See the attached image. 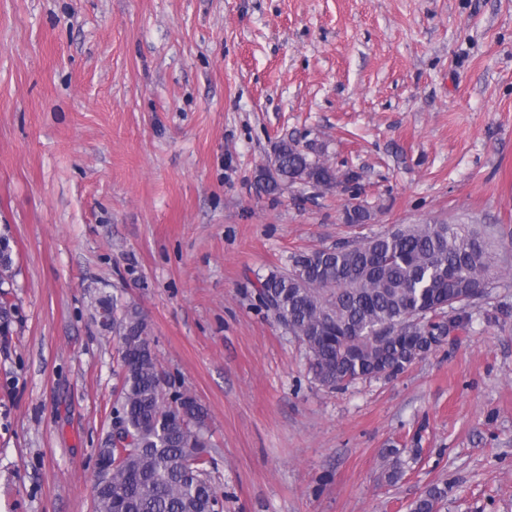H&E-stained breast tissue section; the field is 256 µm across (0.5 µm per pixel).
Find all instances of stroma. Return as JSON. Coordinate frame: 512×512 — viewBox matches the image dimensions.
<instances>
[{
    "label": "stroma",
    "mask_w": 512,
    "mask_h": 512,
    "mask_svg": "<svg viewBox=\"0 0 512 512\" xmlns=\"http://www.w3.org/2000/svg\"><path fill=\"white\" fill-rule=\"evenodd\" d=\"M291 138L336 185L259 190ZM433 222L512 267V0H0V512H93L114 297L205 409L224 512H407L434 482L439 512H512V278L333 391L256 299L293 253Z\"/></svg>",
    "instance_id": "1"
}]
</instances>
